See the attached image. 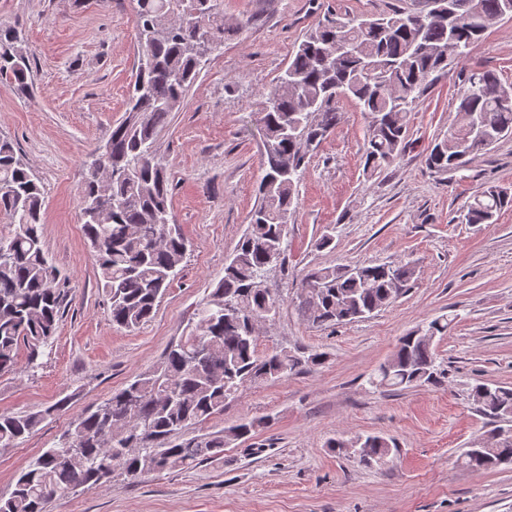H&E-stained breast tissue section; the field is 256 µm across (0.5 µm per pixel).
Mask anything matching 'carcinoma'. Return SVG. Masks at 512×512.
I'll list each match as a JSON object with an SVG mask.
<instances>
[{"label": "carcinoma", "mask_w": 512, "mask_h": 512, "mask_svg": "<svg viewBox=\"0 0 512 512\" xmlns=\"http://www.w3.org/2000/svg\"><path fill=\"white\" fill-rule=\"evenodd\" d=\"M140 46L127 117L112 129L106 148L90 153L82 202L107 205L93 222L83 221L94 252L99 283L110 302L112 323L129 331L155 313L186 256L187 241L168 229L171 193L166 165L156 148L157 133L196 81L202 62L224 47V13L219 0H135ZM512 0H428L421 11L395 9L379 16H344L341 30L326 19L293 48L282 80L264 95L259 126L264 174L259 204L238 242L224 277L196 309L197 323L167 351L157 369L112 393L103 404L78 416L51 448L18 475L13 491L0 498V512H47L51 500L75 488L102 487L103 469L135 480L145 473L197 465L251 438L264 420H244L188 441L182 432L224 411L240 387L276 381L301 366L321 365L325 356H301L286 348L259 350L253 326L281 299L265 288L268 271L287 249L286 229L298 204L303 148L322 141L336 126V102H355L369 117L364 165L375 173L408 145L406 116L428 89L429 78L467 57L492 20ZM211 32L213 47L201 44L198 24ZM393 65L389 79L378 69ZM0 79L27 96L31 63L15 27L0 23ZM459 96L457 120L448 137L425 153L427 168L446 175L512 133V86L493 70H475ZM126 168L130 176L109 180L102 170ZM43 192L14 144L0 138V215L10 231L0 243L11 255L0 260V372L17 366L20 347L27 366L38 367L40 351L52 346L62 319L66 276L49 259L42 240ZM512 193L491 185L466 206L468 224H489ZM411 277L406 264L317 267L306 272L296 307L316 327L367 318L390 307ZM448 319L429 323L424 334L403 336L372 379L377 387L405 389L437 384L443 375L430 337L443 335ZM480 412L512 418V388L489 382L471 386ZM63 401L38 412L0 413V448H12ZM333 451H353L360 464L375 467L394 446L379 435L328 442ZM473 470L512 465V438L463 454Z\"/></svg>", "instance_id": "cac0c4a2"}]
</instances>
